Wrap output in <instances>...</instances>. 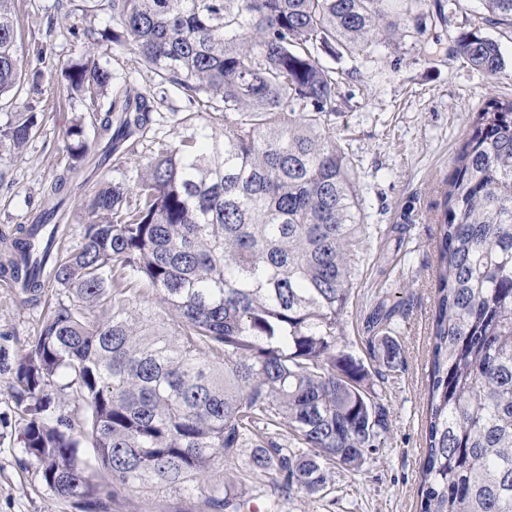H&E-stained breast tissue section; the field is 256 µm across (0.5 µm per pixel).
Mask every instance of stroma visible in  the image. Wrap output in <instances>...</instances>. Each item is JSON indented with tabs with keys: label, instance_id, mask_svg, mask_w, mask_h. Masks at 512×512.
Here are the masks:
<instances>
[{
	"label": "stroma",
	"instance_id": "stroma-1",
	"mask_svg": "<svg viewBox=\"0 0 512 512\" xmlns=\"http://www.w3.org/2000/svg\"><path fill=\"white\" fill-rule=\"evenodd\" d=\"M28 71L41 72L39 89L21 83L0 101V126L21 112L38 116V126L20 150L0 147V256L5 237L21 224L38 223L58 201L50 186L69 164L66 131L74 119L106 111L124 90L146 94L155 112L146 149L174 141L180 133L175 112H208L206 98L189 100L173 83H159L133 47L101 40L112 15L97 0H16ZM477 31L497 41L506 61L504 74L490 79L462 59H449V36ZM427 49L413 38L394 40L372 61L322 56L324 66L358 68L339 85L332 123L345 140L366 224L405 227L403 244L372 240L365 246L361 290L347 317L345 343L368 359L365 317L384 296L397 306L403 362L387 373L390 409L385 448L361 472L337 471L336 489L325 500L295 494L282 512H418L420 450L428 397L430 333L434 312V240L444 210L445 182L452 158L469 131L471 114L490 98L512 96V27L487 22L478 0H459L426 35ZM91 56L108 67L115 81L94 98L69 97L62 72ZM46 288L40 301H27L0 276V512H80L74 500L51 491L24 451L25 422L15 405V367L39 334L49 303L63 298ZM200 498L172 491L120 492L106 512H204Z\"/></svg>",
	"mask_w": 512,
	"mask_h": 512
}]
</instances>
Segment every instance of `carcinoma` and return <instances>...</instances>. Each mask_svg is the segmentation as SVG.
Instances as JSON below:
<instances>
[{"mask_svg":"<svg viewBox=\"0 0 512 512\" xmlns=\"http://www.w3.org/2000/svg\"><path fill=\"white\" fill-rule=\"evenodd\" d=\"M112 42L130 45L161 83L216 104L206 132L176 119L133 187L99 182L83 242L62 257L49 215L18 227L0 273L27 300L65 290L16 369L23 448L45 484L101 512L115 491L197 495L208 512H264L293 493L334 490L385 447L381 370L402 363L393 309L377 304L378 368L341 346L360 285L361 244L396 228L361 223L353 169L331 115L340 79L320 53L369 58L399 36L424 43L426 0H105ZM512 26V0H481ZM15 0H0V100L26 75ZM448 56L488 78L505 72L498 43L460 36ZM94 93L113 74L92 59L64 74ZM148 96H125L96 138L76 120L71 159L54 185L117 168L152 122ZM34 116L0 129L23 147ZM435 240V305L422 448L420 512H512V98H490L446 182ZM150 294L161 305H138ZM89 409L86 425L52 411L54 391ZM112 477L94 485L80 445ZM250 452L245 454L243 449ZM225 466L213 478L216 464Z\"/></svg>","mask_w":512,"mask_h":512,"instance_id":"obj_1","label":"carcinoma"}]
</instances>
